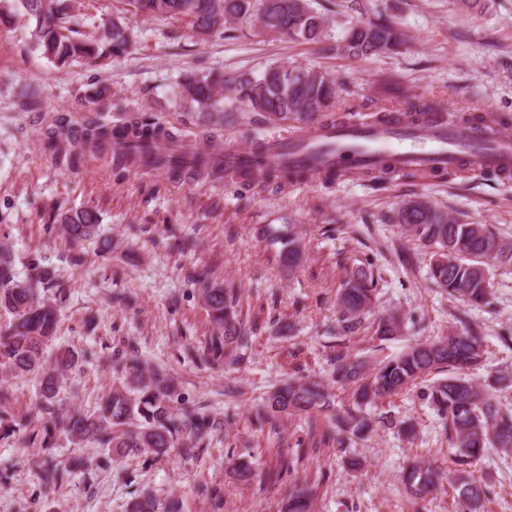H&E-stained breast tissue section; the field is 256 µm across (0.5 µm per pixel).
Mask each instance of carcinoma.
Segmentation results:
<instances>
[{
	"label": "carcinoma",
	"mask_w": 512,
	"mask_h": 512,
	"mask_svg": "<svg viewBox=\"0 0 512 512\" xmlns=\"http://www.w3.org/2000/svg\"><path fill=\"white\" fill-rule=\"evenodd\" d=\"M135 10L146 16L161 15L186 20L195 33L205 38L214 31L233 29L244 21L260 24L263 34L284 37L304 44H326V50L349 57H372L397 53L404 45L400 30L390 21L377 17L365 23H339L336 43H331L326 21L312 5V0H129ZM23 9L34 27L33 48L59 67L79 60L97 61L108 52L129 53L137 44V35L121 20L98 33L71 11L67 0H0V21L11 20ZM179 99L200 112L224 110L220 91L226 89L234 99L270 122L317 118L322 123L335 120L334 109L339 85L329 75L302 69L288 63L273 64L257 76L224 78L220 73L182 74L177 83ZM71 137L79 152L72 160L93 155L108 157L114 145L127 144L132 156L144 154L152 164L150 150L160 140H176L168 129L134 121L120 130L93 118L74 129L63 122L50 131V139ZM185 171L196 176L233 178L224 169V155L195 153ZM317 174L286 163L265 164L256 172L259 181L288 184L313 180ZM401 232L432 249L429 279L448 297L465 306L488 304L489 266H512V239L495 234L484 224L464 223L436 208L427 200L403 202L395 212ZM65 230L73 241L92 238L97 233V213L86 208L62 217ZM8 248L0 250V307L13 315L8 327L0 330V360L17 377L32 376L39 383V408L47 415L43 426L44 443L56 433L73 445L91 443L124 457L131 453L146 457L160 456L184 445L198 447L206 438L222 431V422L187 406L174 405L176 391L162 367L143 369L137 355L127 359V376L104 397L99 409L91 414L64 412L55 408L56 397L69 370L80 354L69 348H48L53 344L58 325L57 304L37 295L26 281L16 279L7 261ZM304 245L288 233L280 259L288 270L298 267ZM203 302L210 313L213 328L203 346L193 353L211 364L227 360L239 364L246 360L251 337L240 318V291L234 284L207 285ZM377 298L372 270L361 268L341 284L336 307V335L350 337L367 328L365 320ZM462 330L434 336L409 345L397 356L371 368L346 352L336 351L329 360L328 378L340 389H354L352 403L339 408L332 392L321 380L290 379L268 392L262 420L269 424L268 434H280V418L298 413L308 417L326 416L333 425L328 433L336 452L347 449L373 429L374 423L393 424L388 416L372 419L366 408L398 395L417 384L424 385L422 396L441 420L442 431L452 449V462L459 472L478 465L489 449L512 450V404L503 403L499 394L512 386L506 376L494 378L487 386L478 385L471 371L483 363L484 339L479 327L460 320ZM374 334L391 339L400 332L401 320L381 315L373 322ZM306 449H295L292 457L279 460L280 467L266 474L278 480L295 470ZM84 467L83 459L72 458L67 464H50L43 469L46 483H55L64 474ZM323 477L313 483L293 486L282 505V512H312ZM448 482L466 512H482L485 490L472 479L453 477L425 460H413L402 472V483L409 494L423 500L443 482ZM126 512H157L153 494L144 491L128 503Z\"/></svg>",
	"instance_id": "1"
}]
</instances>
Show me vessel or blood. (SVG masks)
I'll return each mask as SVG.
<instances>
[{"instance_id":"vessel-or-blood-1","label":"vessel or blood","mask_w":512,"mask_h":512,"mask_svg":"<svg viewBox=\"0 0 512 512\" xmlns=\"http://www.w3.org/2000/svg\"><path fill=\"white\" fill-rule=\"evenodd\" d=\"M469 145L467 167L480 173L512 165V136L498 133L486 136L479 125L452 128L432 120L421 129H413L410 120L370 128L338 125L312 126L300 132L297 140H272L270 150L287 153L294 164L322 158L330 166L356 171L373 164L384 154L393 155L405 167L453 166L459 145ZM224 163L237 177H248L254 164L251 150L234 145L225 147Z\"/></svg>"}]
</instances>
